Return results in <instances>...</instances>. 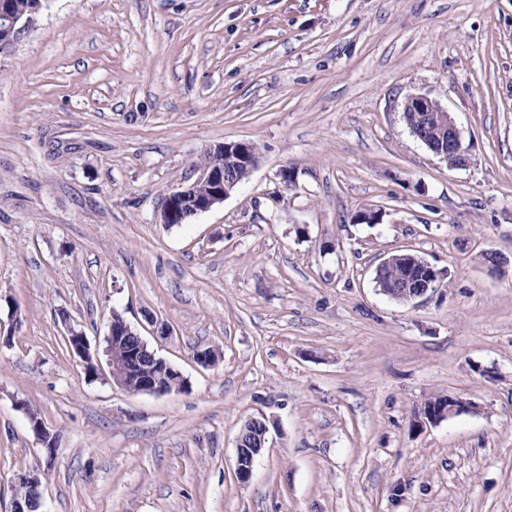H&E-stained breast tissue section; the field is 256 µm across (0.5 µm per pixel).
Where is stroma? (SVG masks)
I'll return each instance as SVG.
<instances>
[{
	"instance_id": "35a3bbf8",
	"label": "stroma",
	"mask_w": 512,
	"mask_h": 512,
	"mask_svg": "<svg viewBox=\"0 0 512 512\" xmlns=\"http://www.w3.org/2000/svg\"><path fill=\"white\" fill-rule=\"evenodd\" d=\"M417 93L467 166L411 135ZM239 141L250 177L161 224ZM489 251L512 260V0H49L0 54V512L46 464L29 408L58 437L44 512H512V263ZM398 252L437 292L376 288ZM115 312L182 390L113 383ZM437 395L474 408L414 425ZM403 119L410 130L422 131L420 126L422 121L415 112H418L424 120L423 127L429 132H437L440 136L447 134L448 150L445 155L434 152L435 155L448 161V165L453 163V157L448 156L451 150L455 157V167L465 166L468 162V151L463 144L460 130L450 112L439 102L429 98L426 95H409L403 103ZM436 289L437 286L434 282H427L421 285L407 280L405 283L399 284L397 288H393L392 294L388 292H386V294L397 302L412 303L417 299L426 297ZM67 333L71 352L86 363L85 370L88 374H96V367L91 363L88 342L84 333L71 326L67 327ZM269 433V426L267 423H263L262 430L258 436V448H253L256 445V437L254 438L247 430L244 436L245 445L247 448H253L254 452L247 448H244L242 443V433L237 437L236 444V460H235V475L237 480L242 484H247L253 475L254 464L256 455L260 453L264 448L267 441V434Z\"/></svg>"
}]
</instances>
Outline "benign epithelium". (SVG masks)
<instances>
[{
  "instance_id": "benign-epithelium-1",
  "label": "benign epithelium",
  "mask_w": 512,
  "mask_h": 512,
  "mask_svg": "<svg viewBox=\"0 0 512 512\" xmlns=\"http://www.w3.org/2000/svg\"><path fill=\"white\" fill-rule=\"evenodd\" d=\"M42 8L43 0H37L34 8L23 13L15 9L13 0H0V36H4L7 41L20 40ZM403 111L419 113L426 130L448 136V149L455 157V166L467 164L468 151L463 144L461 132L450 112L439 102L426 95L414 94L405 99ZM214 152L222 153L224 165L203 167L199 177L190 186L169 193L160 214L161 223H184L179 214L186 207L191 208L195 216L210 210L222 203L242 181L241 173L249 175L256 168L254 145L250 142L226 143L217 146ZM436 289L437 286L432 282L421 285L407 280L393 289L390 298L400 303H412ZM67 333L71 352L86 363V372L96 373L84 333L71 326L67 327ZM106 343L109 374L116 385L132 393L159 396L184 387L185 378L181 372L157 356L139 332L117 313L113 314L109 323ZM470 409V403L450 396L446 402L430 410L425 419L436 423ZM28 419L33 432L44 445L47 463H52L57 453V436L50 433L42 420H36L31 415ZM268 433L269 426L265 423L258 436V448L252 451L243 446L242 439H237L235 475L240 483L246 484L251 480L256 455L264 448ZM44 476L46 473L39 469L24 471L16 476V485L27 488L40 508L43 507Z\"/></svg>"
}]
</instances>
